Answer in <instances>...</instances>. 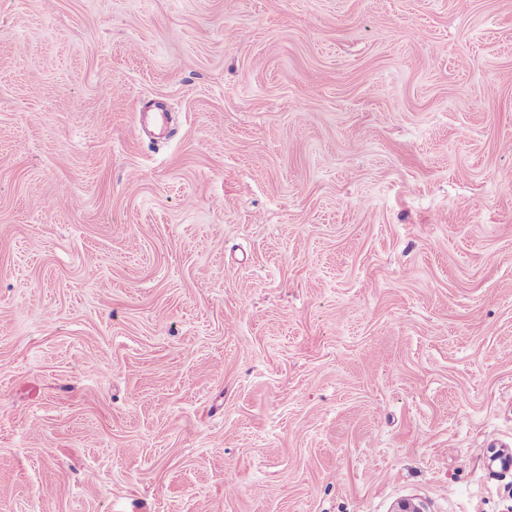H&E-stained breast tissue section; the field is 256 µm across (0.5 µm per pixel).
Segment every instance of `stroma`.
Wrapping results in <instances>:
<instances>
[{
	"mask_svg": "<svg viewBox=\"0 0 512 512\" xmlns=\"http://www.w3.org/2000/svg\"><path fill=\"white\" fill-rule=\"evenodd\" d=\"M493 442L512 0H0V512H512Z\"/></svg>",
	"mask_w": 512,
	"mask_h": 512,
	"instance_id": "1",
	"label": "stroma"
}]
</instances>
